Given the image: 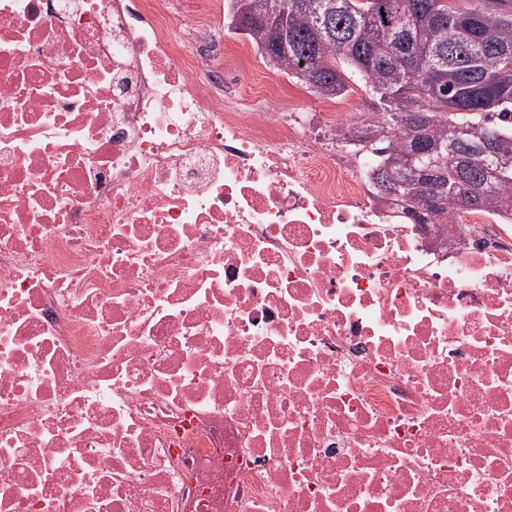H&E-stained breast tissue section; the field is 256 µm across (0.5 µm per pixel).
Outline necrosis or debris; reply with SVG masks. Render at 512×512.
I'll return each instance as SVG.
<instances>
[{
	"mask_svg": "<svg viewBox=\"0 0 512 512\" xmlns=\"http://www.w3.org/2000/svg\"><path fill=\"white\" fill-rule=\"evenodd\" d=\"M224 0H0V512H512V208L402 224Z\"/></svg>",
	"mask_w": 512,
	"mask_h": 512,
	"instance_id": "1",
	"label": "necrosis or debris"
}]
</instances>
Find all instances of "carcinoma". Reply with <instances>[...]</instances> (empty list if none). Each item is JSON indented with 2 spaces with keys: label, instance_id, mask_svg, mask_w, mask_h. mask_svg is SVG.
Instances as JSON below:
<instances>
[{
  "label": "carcinoma",
  "instance_id": "1",
  "mask_svg": "<svg viewBox=\"0 0 512 512\" xmlns=\"http://www.w3.org/2000/svg\"><path fill=\"white\" fill-rule=\"evenodd\" d=\"M262 19L243 33L266 61L319 96L356 78L386 115L347 140L366 148L383 195L438 213L512 207V11L442 0H225Z\"/></svg>",
  "mask_w": 512,
  "mask_h": 512
}]
</instances>
